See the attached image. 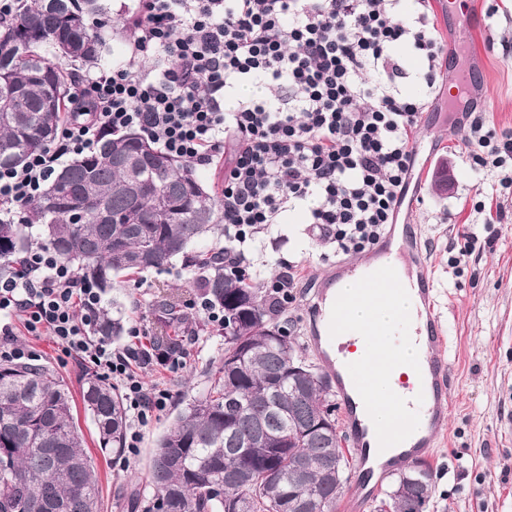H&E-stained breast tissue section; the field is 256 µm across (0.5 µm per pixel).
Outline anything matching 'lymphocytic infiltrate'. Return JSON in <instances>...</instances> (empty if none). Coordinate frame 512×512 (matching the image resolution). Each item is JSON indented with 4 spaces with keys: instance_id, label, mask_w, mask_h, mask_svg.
Returning a JSON list of instances; mask_svg holds the SVG:
<instances>
[{
    "instance_id": "f902f5d3",
    "label": "lymphocytic infiltrate",
    "mask_w": 512,
    "mask_h": 512,
    "mask_svg": "<svg viewBox=\"0 0 512 512\" xmlns=\"http://www.w3.org/2000/svg\"><path fill=\"white\" fill-rule=\"evenodd\" d=\"M129 58L109 69L74 74L73 115L56 140L19 168L0 167V222L14 223L42 193L68 155L92 151L102 131L135 128L193 168L230 153L221 190L224 253L243 273L242 244L289 208H300L319 237L342 254L371 249L408 191L416 132L426 104L391 91L403 78L396 55L406 46L425 60L426 87L437 81L442 38L426 7L401 12V0H137ZM372 72L365 85L359 77ZM244 84L268 95L237 97ZM465 161L496 168L478 189V210L512 189V130L482 112L465 114ZM101 310L98 289L40 248L0 274V360H32L13 322L90 365L97 378L125 389L126 451L169 399L140 373L153 365L183 368L181 352L142 343L113 350L89 329Z\"/></svg>"
}]
</instances>
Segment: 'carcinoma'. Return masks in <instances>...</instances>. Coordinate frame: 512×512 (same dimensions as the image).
<instances>
[{
  "mask_svg": "<svg viewBox=\"0 0 512 512\" xmlns=\"http://www.w3.org/2000/svg\"><path fill=\"white\" fill-rule=\"evenodd\" d=\"M103 10L102 0H17L18 20L0 26V166H20L51 142L69 112L65 66L104 63L106 43L88 24ZM117 154L134 161L117 166ZM219 210L218 196L187 162L137 129L105 132L95 151L50 176L25 223H0V269L37 244L105 293L120 275L181 256L202 296L223 311L230 328L224 357L207 393L158 440L153 495L130 502L131 512H314L318 503L336 512L351 464L337 423L322 424L336 412L330 378L288 340L284 310L270 293L228 271L224 248L189 250L224 235ZM159 322L166 330L182 323L177 304L163 301ZM122 332L121 318L102 308L93 334ZM80 398L101 453L120 457L127 419L119 389L92 375ZM431 489L430 468H409L388 494L391 512H412L408 499L427 498ZM99 497L97 467L64 381L42 365L0 363V512H97Z\"/></svg>",
  "mask_w": 512,
  "mask_h": 512,
  "instance_id": "1",
  "label": "carcinoma"
}]
</instances>
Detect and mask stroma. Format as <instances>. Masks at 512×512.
Wrapping results in <instances>:
<instances>
[{
    "label": "stroma",
    "instance_id": "stroma-1",
    "mask_svg": "<svg viewBox=\"0 0 512 512\" xmlns=\"http://www.w3.org/2000/svg\"><path fill=\"white\" fill-rule=\"evenodd\" d=\"M106 2L109 12L96 22L120 59L130 44L121 27L135 2ZM470 7L486 14L487 21L472 33L465 49L458 42L456 21ZM429 11L447 51L432 91L434 103L424 114L426 127L417 158L424 169L415 187L422 201L398 218L399 224L419 227L434 271L436 309L449 337V420L445 440L433 449L437 463L428 512H512V429L500 427L501 421H512V223H496L492 210L474 211L475 193L492 175L462 162L465 131L452 123L465 107L446 92L449 82L463 79L469 97L476 99L487 120L512 128V0H454L450 5L430 0ZM443 169L448 172V190L441 193L433 182ZM462 232L478 236L483 244L454 268L450 259ZM243 250L247 270L260 286L287 269L297 272L299 283L284 318L291 337L307 346L310 304L339 261L333 244L285 212L255 240L246 242ZM168 291L183 304L199 298L194 276L182 259H173L162 271L123 280L103 294V305L119 303L126 327L123 336L113 340V349L132 344L131 330L142 323L150 336H157L155 309ZM14 332L19 343L35 352L39 364L55 372L72 394H79L88 374L82 363L52 342L32 336L23 324H16ZM178 339L186 356L183 370L172 373L156 366L143 373L147 385L167 389L171 398L142 427L136 455L103 456L90 417L81 409L75 414L97 465L100 512H127V499L133 493L145 499L152 496L148 468L157 439L178 406L206 392L208 372L224 354L223 328L192 312L186 313Z\"/></svg>",
    "mask_w": 512,
    "mask_h": 512
}]
</instances>
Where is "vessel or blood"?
<instances>
[{"mask_svg": "<svg viewBox=\"0 0 512 512\" xmlns=\"http://www.w3.org/2000/svg\"><path fill=\"white\" fill-rule=\"evenodd\" d=\"M337 280H350L352 291H337L328 305H317L319 331L311 338L323 366L336 376V393L343 405V428L356 456V470L363 485L382 482L385 468L368 467L372 451L395 449L404 462L424 460L447 424L449 375L445 355L447 336L435 309L434 278L428 270L421 237L414 225L402 236L386 233L373 259L342 263ZM410 295L416 315L411 320V341L418 358L404 366L395 345L384 342L371 363L350 357L352 339L362 329L351 315L353 308L367 303L382 307L401 295ZM390 383L396 406L394 424L378 426L372 421L376 401L369 394L373 377Z\"/></svg>", "mask_w": 512, "mask_h": 512, "instance_id": "b4317fda", "label": "vessel or blood"}]
</instances>
